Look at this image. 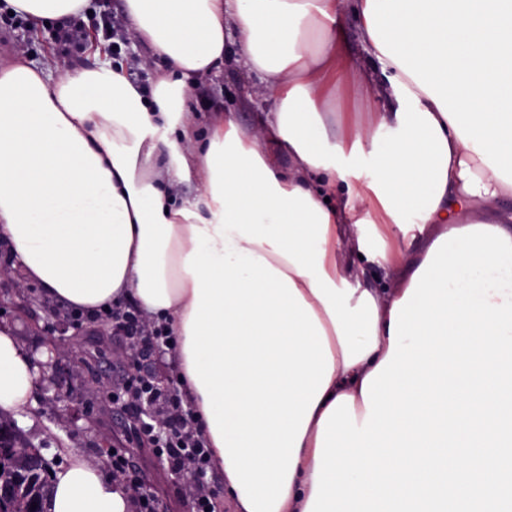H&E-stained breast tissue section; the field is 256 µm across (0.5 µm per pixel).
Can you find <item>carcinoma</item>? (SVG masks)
I'll return each mask as SVG.
<instances>
[{"label": "carcinoma", "instance_id": "1", "mask_svg": "<svg viewBox=\"0 0 512 512\" xmlns=\"http://www.w3.org/2000/svg\"><path fill=\"white\" fill-rule=\"evenodd\" d=\"M0 437L5 438L13 448L8 464L0 467V480L12 482L18 477L22 478L16 484L13 512H28L34 502L39 503L42 512H47L45 503L50 485L38 473L40 452L9 422L0 420Z\"/></svg>", "mask_w": 512, "mask_h": 512}]
</instances>
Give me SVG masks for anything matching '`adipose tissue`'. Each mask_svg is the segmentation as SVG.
<instances>
[{"instance_id":"ef3b65f1","label":"adipose tissue","mask_w":512,"mask_h":512,"mask_svg":"<svg viewBox=\"0 0 512 512\" xmlns=\"http://www.w3.org/2000/svg\"><path fill=\"white\" fill-rule=\"evenodd\" d=\"M33 25L88 0H5ZM166 61L152 90L111 60L0 67V238L46 295L86 310L134 300L178 343L185 399L237 512H305L319 421L389 351L391 310L427 257L413 240L471 225L512 237V0H124ZM363 51L341 46L344 17ZM266 80L260 128L200 131L186 96L228 61ZM386 75L381 88L366 68ZM359 81L364 112L336 109ZM287 151L280 171L271 145ZM372 164L354 184L348 166ZM196 184L203 204L173 193ZM396 279L363 281L359 259ZM33 374L0 328V408ZM48 512H132L74 454Z\"/></svg>"}]
</instances>
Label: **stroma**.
Instances as JSON below:
<instances>
[{
  "mask_svg": "<svg viewBox=\"0 0 512 512\" xmlns=\"http://www.w3.org/2000/svg\"><path fill=\"white\" fill-rule=\"evenodd\" d=\"M8 13L0 0V65L15 57L39 65L58 64L61 70L90 68L95 64L87 51H70L56 43L46 28L27 26L8 30ZM188 107L202 115L234 113L242 127L254 126L268 110L259 73L227 68L189 92ZM64 314L65 302L45 297L43 305L15 303L0 309V327L11 328L23 352L35 368L32 397L26 412L3 411L0 417L17 426L40 453L59 466L69 453L100 464L102 474L115 478L113 449L127 453V471L145 479L155 496L154 512H188L185 488L145 448H133L128 421L113 406L109 395L130 369L114 354L125 345L113 332L111 321L70 327L67 335L56 332L50 311ZM65 399H58V392Z\"/></svg>",
  "mask_w": 512,
  "mask_h": 512,
  "instance_id": "1",
  "label": "stroma"
}]
</instances>
